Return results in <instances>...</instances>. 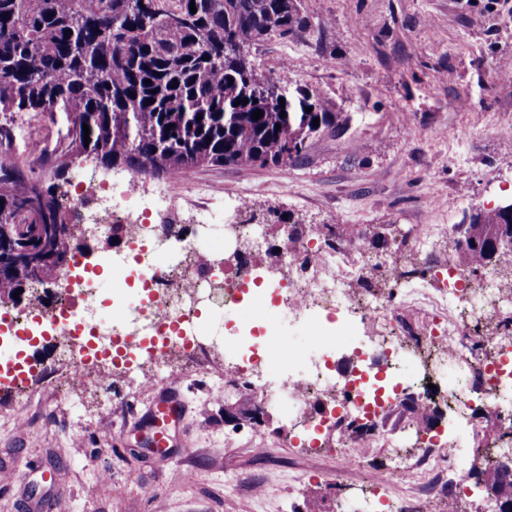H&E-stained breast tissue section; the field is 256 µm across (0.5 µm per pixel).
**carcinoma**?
<instances>
[{"mask_svg":"<svg viewBox=\"0 0 512 512\" xmlns=\"http://www.w3.org/2000/svg\"><path fill=\"white\" fill-rule=\"evenodd\" d=\"M307 29L301 0H175L172 7L162 0L158 11L146 10L143 0H0V117L50 113L57 104L71 123L70 141L46 175L32 177L22 161L0 162V223L20 224L12 235L20 254L0 251V303L19 288L40 299L44 283L24 257L54 259L45 269L53 278L69 272L82 253L59 191L72 156L174 179L200 167L279 166L299 158L313 136L336 133L341 113L306 93L317 127H291L280 109L252 101L224 120V101L236 97L239 84L290 83L256 68L244 49L271 34L296 37ZM192 100L216 107L186 121L183 109ZM256 110L264 112L258 120L252 119ZM129 112L140 113L141 127L123 128ZM463 224L454 249L459 267L474 270L512 257L491 249L492 239L512 236V201L472 213ZM509 468L512 454L505 451L483 456L470 473L486 495L512 496Z\"/></svg>","mask_w":512,"mask_h":512,"instance_id":"cac0c4a2","label":"carcinoma"}]
</instances>
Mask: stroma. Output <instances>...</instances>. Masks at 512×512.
<instances>
[{
  "label": "stroma",
  "mask_w": 512,
  "mask_h": 512,
  "mask_svg": "<svg viewBox=\"0 0 512 512\" xmlns=\"http://www.w3.org/2000/svg\"><path fill=\"white\" fill-rule=\"evenodd\" d=\"M309 28L302 37L270 35L249 48L256 68L289 67L295 85L348 118L342 130L312 139L305 156L277 167H203L195 172L209 196L235 198L264 217L268 249L247 261L267 282L286 269L272 248L281 244V216L319 229L322 243L356 239L370 229L372 254L365 280L347 288L365 295L369 282L400 277L407 285L439 287L431 266L444 260L456 238L449 227L465 213L512 199V0H302ZM64 113L26 112L13 119L9 147L46 167L67 143ZM455 129L446 137V129ZM432 224L439 232L427 256L416 255L391 231ZM111 242L95 240L82 264L98 270L104 305L138 299L135 282L117 284L107 257ZM233 344L209 348L205 359L181 357L167 365L168 391L182 418L164 451L148 410L157 393L140 387L122 367H91L102 390L75 387L61 402L54 390L68 370L57 360L53 336L33 342L37 392L28 406L0 391V470L14 471L0 487V512H356L391 468L394 449L382 441L344 479L326 481L336 468V441L320 447L305 438L280 440L286 414L268 409L264 421L225 423L224 408L237 390H218L214 374L236 362ZM433 384L439 410L431 428L445 443L454 420L443 400L448 388L472 385L469 371L438 368L424 375L405 357L393 383L404 397L419 377Z\"/></svg>",
  "instance_id": "stroma-1"
}]
</instances>
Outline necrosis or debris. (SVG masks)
I'll list each match as a JSON object with an SVG mask.
<instances>
[{"label": "necrosis or debris", "mask_w": 512, "mask_h": 512, "mask_svg": "<svg viewBox=\"0 0 512 512\" xmlns=\"http://www.w3.org/2000/svg\"><path fill=\"white\" fill-rule=\"evenodd\" d=\"M142 177L128 176L116 182H103L95 172L84 173L66 197L75 223L97 238L112 234L113 225L127 229V257L112 264L116 275H139L148 290L140 304L125 306L121 324L109 327L96 306L95 292L89 277L64 275L57 290L59 301L78 302L79 316L89 326V338L76 340L68 324L57 321L52 311L41 312L32 318L30 312H16L14 324L27 326L31 335L50 329L59 340L63 351L61 362L68 367L81 386L92 383L87 376V362L112 350L140 348L148 345L153 365L140 369L136 377L140 383H152L165 376L164 365L176 352L190 351L203 355L204 348L197 336V311L200 303L232 310L240 303L242 286L253 283L250 267L242 265L240 253L260 251L264 235L260 225H249L239 230L234 200H227L221 210L205 204L196 205L187 218L173 212L163 193L146 194ZM188 221L208 229L213 237L222 239L226 247L221 256L202 252L194 239L171 233V225ZM314 230H300L284 226L282 231V261L297 268H313L310 277L288 276L279 288L288 295L287 307H279L274 294L257 292L255 298L263 311L284 310L299 323L315 321L327 332V342L303 352L288 361L283 381L272 383L254 372L251 362L262 355V348L252 345L248 336L236 337L239 362L233 377L238 386L248 387L261 404L288 401L296 414L290 420L288 436L300 431L298 415L303 414L317 398L340 395L338 404L321 412L314 427H337L336 446L340 468L339 476H346L354 462L353 449L387 436L392 430L393 415L389 414L370 380L374 374L392 372L400 359L399 337L391 331L392 311L397 301L428 302L432 316L425 325L424 342L447 346L448 353L463 363L479 364L483 371V406L502 426V434L512 438V348H506L499 329L493 328L505 297L498 276L484 272L475 277L445 261L437 275L443 287L405 289L401 297L376 296L356 298L346 294L347 281L362 277L365 268L374 260L363 252L358 242L336 248L314 245ZM167 256L165 265H157V256ZM479 291L482 306L476 313L453 309L456 297L469 291ZM389 327L387 339L364 344L361 337L352 335L350 323ZM338 344L349 346L353 368L350 374L333 375L330 360ZM360 421L367 425L364 435L341 432L345 422ZM416 453L398 458L380 481L383 488L405 483L406 489L397 498L389 512H423V485H408L410 473L418 468L429 470L432 481L447 485L453 497H460L470 487L467 475L459 466L460 439L436 446L426 432H418Z\"/></svg>", "instance_id": "obj_1"}]
</instances>
